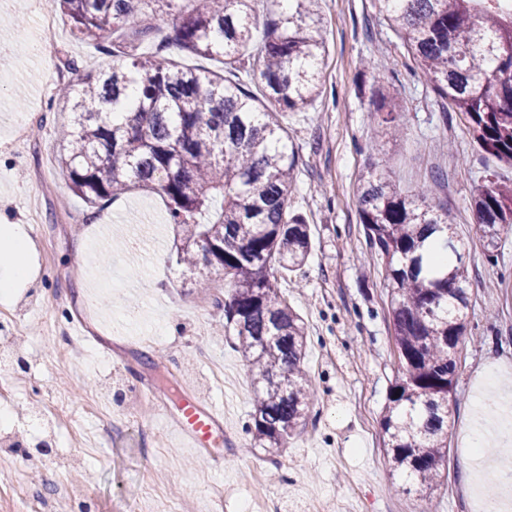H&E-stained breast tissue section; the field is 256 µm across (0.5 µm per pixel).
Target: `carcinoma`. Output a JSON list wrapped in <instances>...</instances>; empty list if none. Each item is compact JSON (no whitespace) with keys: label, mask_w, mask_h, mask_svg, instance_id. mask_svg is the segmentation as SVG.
Masks as SVG:
<instances>
[{"label":"carcinoma","mask_w":512,"mask_h":512,"mask_svg":"<svg viewBox=\"0 0 512 512\" xmlns=\"http://www.w3.org/2000/svg\"><path fill=\"white\" fill-rule=\"evenodd\" d=\"M72 34L118 59L80 72L82 88L58 89L71 120L59 126L58 165L70 190L97 207L132 188L164 198L181 229L177 262L224 274V318L233 329L254 392L246 431L272 452L303 430L314 402L302 362V318L278 275L302 268L311 246L306 221L290 211L291 167L283 117L320 93L325 53L317 0H288V12L257 36L261 0H56ZM418 60L420 76L464 115L474 142L512 166V3L506 0H375ZM177 14L172 44L215 60L219 71L178 65L169 43L149 51L157 8ZM263 97L240 83L237 64ZM382 135L399 134L392 112ZM479 242L497 257L512 230V184L484 180L472 198ZM361 224L385 262L398 376L380 427L390 466L427 501L445 479L448 403L466 335L469 269L456 246L455 218L425 196H406L371 166L359 190Z\"/></svg>","instance_id":"1"}]
</instances>
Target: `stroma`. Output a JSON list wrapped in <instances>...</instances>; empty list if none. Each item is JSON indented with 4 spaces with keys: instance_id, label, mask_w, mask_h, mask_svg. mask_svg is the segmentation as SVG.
Returning a JSON list of instances; mask_svg holds the SVG:
<instances>
[{
    "instance_id": "1",
    "label": "stroma",
    "mask_w": 512,
    "mask_h": 512,
    "mask_svg": "<svg viewBox=\"0 0 512 512\" xmlns=\"http://www.w3.org/2000/svg\"><path fill=\"white\" fill-rule=\"evenodd\" d=\"M38 0H0V225H19L31 275L0 302V337L25 341L33 363L22 399L47 403L54 460H31L17 481L0 483V512H48L58 486L68 512H238L262 495L278 512H336L356 499L359 512H420L417 495L398 492L380 417L396 378L385 265L359 222L358 187L380 165L404 194L428 191L448 207L466 250L468 330L448 414V477L434 512H474L492 477L463 469L478 403L495 413L512 396V233L495 261L476 235L471 199L486 175L512 182V167L481 150L461 113L419 77L420 69L371 0H322L326 53L322 93L284 126L294 174L290 209L311 229L305 266L280 289L308 331L304 366L317 391L305 428L277 455L245 430L253 410L246 365L233 346L217 298L176 262L177 229L154 192L133 189L87 208L57 164V65L108 69L109 55L75 39L61 23L55 60L32 51ZM405 127L386 139L373 117L378 94ZM27 125L24 143L14 139ZM90 250L77 257L76 238ZM191 389L224 410V436L186 447L159 399L177 407ZM84 441V463L69 469V440Z\"/></svg>"
}]
</instances>
